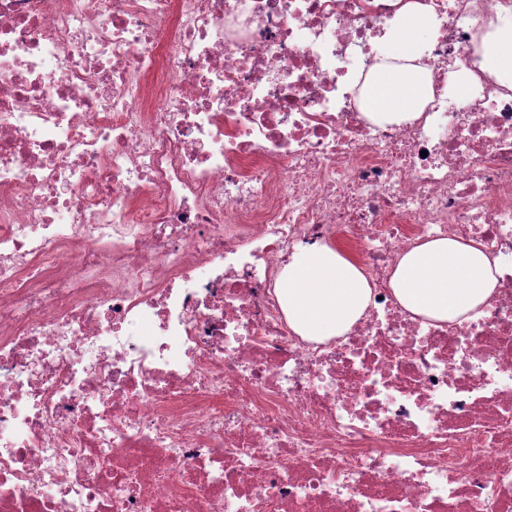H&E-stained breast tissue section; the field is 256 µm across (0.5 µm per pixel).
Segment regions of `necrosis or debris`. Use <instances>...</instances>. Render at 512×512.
Returning <instances> with one entry per match:
<instances>
[{
    "instance_id": "4bbe7bcc",
    "label": "necrosis or debris",
    "mask_w": 512,
    "mask_h": 512,
    "mask_svg": "<svg viewBox=\"0 0 512 512\" xmlns=\"http://www.w3.org/2000/svg\"><path fill=\"white\" fill-rule=\"evenodd\" d=\"M408 0H0V512H512V0H416L433 96L361 90ZM496 259L480 316L414 315L416 245ZM371 287L317 342L279 274ZM483 40L479 68L512 89V16L497 15ZM280 302L302 336L327 339L345 334L370 301L359 265L328 245L300 248L281 272Z\"/></svg>"
}]
</instances>
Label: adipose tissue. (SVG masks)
<instances>
[{
    "label": "adipose tissue",
    "instance_id": "1",
    "mask_svg": "<svg viewBox=\"0 0 512 512\" xmlns=\"http://www.w3.org/2000/svg\"><path fill=\"white\" fill-rule=\"evenodd\" d=\"M430 27L421 11L405 6L382 39L377 64L362 89L369 112L384 120L421 111L432 95L421 63ZM479 68L512 89V16H497L485 36ZM280 302L291 326L303 336L345 334L370 301L359 265L337 249L296 251L281 272ZM497 279L490 258L468 242L438 239L403 256L391 279L398 301L410 312L437 321H465L492 298Z\"/></svg>",
    "mask_w": 512,
    "mask_h": 512
}]
</instances>
